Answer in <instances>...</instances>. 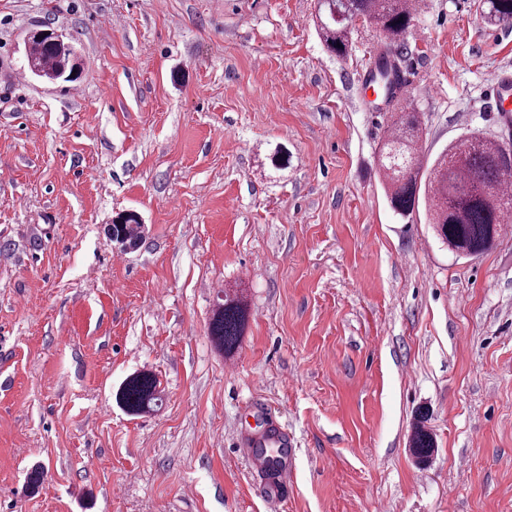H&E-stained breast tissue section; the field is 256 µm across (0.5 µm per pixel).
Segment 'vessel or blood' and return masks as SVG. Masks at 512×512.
Instances as JSON below:
<instances>
[{
	"mask_svg": "<svg viewBox=\"0 0 512 512\" xmlns=\"http://www.w3.org/2000/svg\"><path fill=\"white\" fill-rule=\"evenodd\" d=\"M293 450L277 426H267L253 435L248 461L252 470L264 479V497L271 505L283 502L291 475Z\"/></svg>",
	"mask_w": 512,
	"mask_h": 512,
	"instance_id": "obj_1",
	"label": "vessel or blood"
}]
</instances>
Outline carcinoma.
<instances>
[{
    "label": "carcinoma",
    "mask_w": 512,
    "mask_h": 512,
    "mask_svg": "<svg viewBox=\"0 0 512 512\" xmlns=\"http://www.w3.org/2000/svg\"><path fill=\"white\" fill-rule=\"evenodd\" d=\"M482 16L491 26L512 24V0H480ZM325 21L319 35L327 49L339 56L348 52L353 19L389 37L406 34L413 12L406 0H324L319 5ZM28 67L43 72L49 82L60 80L62 70L71 71L66 50L49 39L34 41L26 56ZM425 128L418 113L401 107L392 113L391 124L378 154L384 190L394 212L410 218L424 200L428 222L436 240L457 256L475 257L493 247L505 214L512 213V195L499 187L512 179L505 171L503 143L491 139L461 138L432 162L420 155ZM273 168L288 167V150L277 145L268 155ZM141 219L135 213L118 216L109 227L112 240L134 245L140 238ZM248 319L247 308L238 296L224 294L209 323V336L226 351L240 342ZM116 403L131 415L143 414L161 402L158 383L149 372L128 376L115 394ZM437 450L433 434L421 424L412 434L409 451L419 464L432 459Z\"/></svg>",
    "instance_id": "carcinoma-1"
}]
</instances>
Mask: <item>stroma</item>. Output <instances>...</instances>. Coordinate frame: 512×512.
<instances>
[{
    "label": "stroma",
    "instance_id": "obj_1",
    "mask_svg": "<svg viewBox=\"0 0 512 512\" xmlns=\"http://www.w3.org/2000/svg\"><path fill=\"white\" fill-rule=\"evenodd\" d=\"M314 16L0 0V512H269L245 440L270 420L295 447L281 512H512V233L459 259L391 209L388 42L356 25L332 54ZM46 25L77 82L25 71ZM395 61L425 156L474 129L512 143L486 93L512 27L478 0H419ZM127 211L130 250L107 232ZM228 290L249 318L227 356L208 327ZM137 371L162 404L130 416ZM116 403L130 415H140L161 402L157 379L152 373L137 372L128 376L115 394ZM437 450L436 440L433 434L423 425H416L412 434L409 451L419 464H425L432 459Z\"/></svg>",
    "mask_w": 512,
    "mask_h": 512
}]
</instances>
